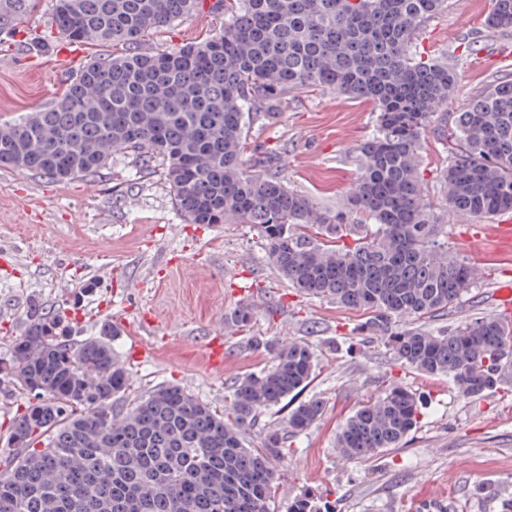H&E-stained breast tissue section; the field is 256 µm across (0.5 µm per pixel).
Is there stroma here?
<instances>
[{
	"label": "stroma",
	"mask_w": 512,
	"mask_h": 512,
	"mask_svg": "<svg viewBox=\"0 0 512 512\" xmlns=\"http://www.w3.org/2000/svg\"><path fill=\"white\" fill-rule=\"evenodd\" d=\"M492 8L493 0H448L414 42L416 53L455 70L449 111L497 79L512 78V29L486 27ZM223 26V12L203 9L148 34L143 46L168 51ZM473 40L480 51L465 52ZM67 45L52 24V0H33L21 21L0 30V123L51 106L83 66L116 52L84 43L70 60L63 56ZM442 124L434 117L423 143L425 190L436 222L447 227L449 252L478 278L447 315L426 320L434 330L501 314L497 290L512 282L504 219L448 212L440 175L450 152ZM375 130L371 102L309 88L289 94L273 118L255 121L246 155L276 153L290 188L336 212L360 174L357 147ZM33 299L62 311L78 341L98 336L102 324L119 326L110 343L130 373L131 396L173 382L224 414L228 386L270 363L257 339L306 342L316 375L288 404L319 398L326 408L279 466V506L304 492L334 501L337 512H420L431 501L444 512H506L512 505V382L473 400L448 377L419 374L365 331L367 311L289 286L248 225L188 223L162 171L140 170L130 156L64 182L0 168V363L11 360ZM244 302L256 307L253 321L227 328L225 312ZM215 336L224 341L220 367L206 357ZM393 381L419 398L417 428L400 447L370 460L342 457L336 435L346 418Z\"/></svg>",
	"instance_id": "obj_1"
}]
</instances>
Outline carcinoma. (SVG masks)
Returning a JSON list of instances; mask_svg holds the SVG:
<instances>
[{
    "mask_svg": "<svg viewBox=\"0 0 512 512\" xmlns=\"http://www.w3.org/2000/svg\"><path fill=\"white\" fill-rule=\"evenodd\" d=\"M31 0H0V29ZM447 0H218L224 31L164 53L133 50L95 60L54 105L0 123V166L66 181L92 176L117 153L162 166L192 224H248L279 276L300 292L374 313L367 330L426 376L446 375L465 397L512 380V322L478 317L432 331L413 319L448 311L476 270L439 240L421 177L423 140L448 105L457 76L422 60L412 40ZM205 0H55L53 22L72 42L134 46L204 8ZM486 26L512 28V0H495ZM320 86L375 103L377 129L359 146L362 174L336 213L288 187L274 157L249 160L251 120L273 117L292 90ZM451 161L442 177L460 218L512 213V80L452 113ZM351 239L346 243L345 239ZM241 304L224 324L243 328ZM70 323L29 306L4 365L9 397L28 396L0 453V512H273L288 439L325 405L309 399L245 435L260 415L314 378L305 343L255 340L272 364L236 379L231 417L184 387L160 384L126 402L131 379L97 338L76 342ZM418 401L386 385L336 437L344 457L399 447L417 425ZM287 512H334L303 493Z\"/></svg>",
    "mask_w": 512,
    "mask_h": 512,
    "instance_id": "cac0c4a2",
    "label": "carcinoma"
}]
</instances>
